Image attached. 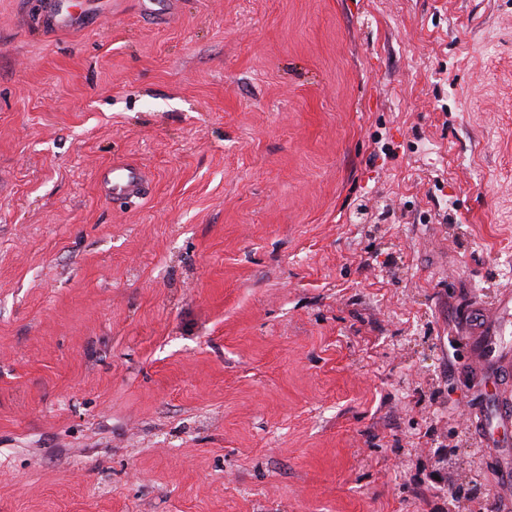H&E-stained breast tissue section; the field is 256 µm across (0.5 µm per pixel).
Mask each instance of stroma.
I'll use <instances>...</instances> for the list:
<instances>
[{
	"instance_id": "35a3bbf8",
	"label": "stroma",
	"mask_w": 512,
	"mask_h": 512,
	"mask_svg": "<svg viewBox=\"0 0 512 512\" xmlns=\"http://www.w3.org/2000/svg\"><path fill=\"white\" fill-rule=\"evenodd\" d=\"M64 7L0 0V512H444L441 447L490 512L512 0ZM39 19L43 29L60 30L83 25L82 15L66 17L62 13L59 0H41ZM97 182L101 194L112 202L138 199L145 191L142 171L121 161H113L102 169Z\"/></svg>"
}]
</instances>
